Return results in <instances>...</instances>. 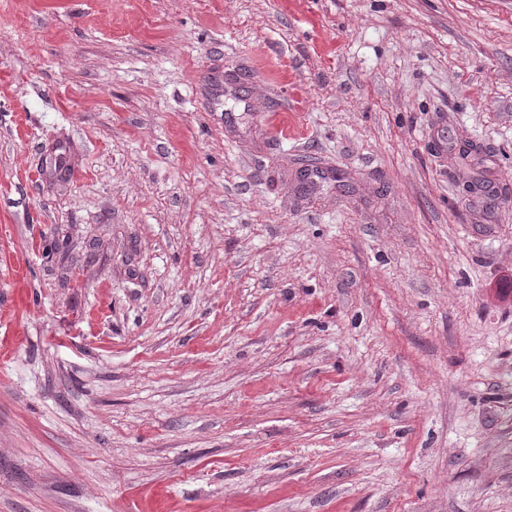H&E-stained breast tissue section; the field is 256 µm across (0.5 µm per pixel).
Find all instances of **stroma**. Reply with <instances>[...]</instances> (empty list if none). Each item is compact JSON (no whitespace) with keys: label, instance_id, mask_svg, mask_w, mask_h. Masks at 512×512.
Instances as JSON below:
<instances>
[{"label":"stroma","instance_id":"35a3bbf8","mask_svg":"<svg viewBox=\"0 0 512 512\" xmlns=\"http://www.w3.org/2000/svg\"><path fill=\"white\" fill-rule=\"evenodd\" d=\"M0 512H512V0H0Z\"/></svg>","mask_w":512,"mask_h":512}]
</instances>
